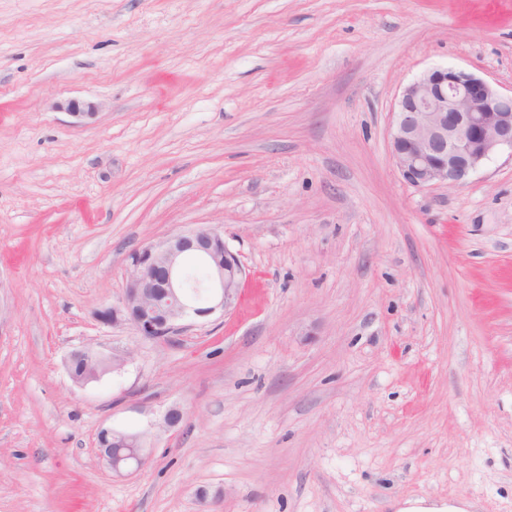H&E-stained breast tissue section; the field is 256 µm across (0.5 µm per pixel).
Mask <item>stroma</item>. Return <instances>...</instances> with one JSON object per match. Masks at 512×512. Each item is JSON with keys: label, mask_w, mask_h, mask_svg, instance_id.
<instances>
[{"label": "stroma", "mask_w": 512, "mask_h": 512, "mask_svg": "<svg viewBox=\"0 0 512 512\" xmlns=\"http://www.w3.org/2000/svg\"><path fill=\"white\" fill-rule=\"evenodd\" d=\"M437 65L512 91V0H0V512H512V152L458 189L391 158ZM199 225L233 311L97 320ZM89 345L131 359L75 384ZM105 427L152 428L141 471ZM112 436V445L109 437ZM111 446L113 448H111ZM99 455L114 476H126L140 471L146 464L148 448L153 447L145 432L118 431L103 428L98 433Z\"/></svg>", "instance_id": "obj_1"}]
</instances>
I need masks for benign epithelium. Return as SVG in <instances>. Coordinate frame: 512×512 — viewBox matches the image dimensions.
<instances>
[{
    "label": "benign epithelium",
    "mask_w": 512,
    "mask_h": 512,
    "mask_svg": "<svg viewBox=\"0 0 512 512\" xmlns=\"http://www.w3.org/2000/svg\"><path fill=\"white\" fill-rule=\"evenodd\" d=\"M63 108L79 121L97 116L93 102L71 99ZM390 146L396 167L412 186L462 188L499 152L512 150V94L454 66L429 68L402 88ZM190 256L207 267L202 303L188 295ZM245 278L223 232L195 227L131 252L122 297L96 317L110 326L128 323L144 338L169 339L234 309ZM97 447L112 474L126 476L144 467L151 443L144 432L103 428Z\"/></svg>",
    "instance_id": "7a95c632"
}]
</instances>
